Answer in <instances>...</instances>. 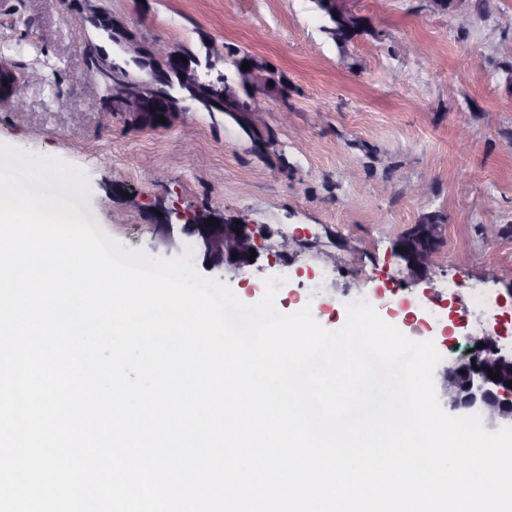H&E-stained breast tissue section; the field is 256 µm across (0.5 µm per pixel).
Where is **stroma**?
Returning <instances> with one entry per match:
<instances>
[{
	"label": "stroma",
	"mask_w": 512,
	"mask_h": 512,
	"mask_svg": "<svg viewBox=\"0 0 512 512\" xmlns=\"http://www.w3.org/2000/svg\"><path fill=\"white\" fill-rule=\"evenodd\" d=\"M349 6L371 32L341 48L313 0H0V54L29 85L23 109L0 104V142L83 170L86 218L153 258L192 243L181 225L158 228L159 211L245 218L256 263L209 278L254 303L289 258L280 312L307 306L337 330L347 304L366 300L408 338L433 342L439 385L476 338L494 336L512 353V58L499 52L512 40V0H472L463 30L430 0ZM98 13L145 47L161 38L201 55L214 40L265 57L294 86L291 111L270 101L248 128L195 104L156 129L107 112L89 59L98 33L75 32ZM420 181L426 194L410 196ZM430 220L442 243L420 281L396 243ZM428 308L441 321H428Z\"/></svg>",
	"instance_id": "obj_1"
}]
</instances>
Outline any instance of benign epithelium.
<instances>
[{
    "mask_svg": "<svg viewBox=\"0 0 512 512\" xmlns=\"http://www.w3.org/2000/svg\"><path fill=\"white\" fill-rule=\"evenodd\" d=\"M144 70L150 71L152 77L173 65L180 66L182 82L185 86L195 88V78L190 68L180 65V59L172 47L157 43L152 48V56L140 61ZM278 84L276 74L259 79V87L254 91L252 114L266 111V98L270 95V84ZM160 89L155 81L135 83L120 81L112 88L111 103H126L128 100H154L159 97ZM26 87L23 80L15 76L12 66L0 59V101L14 105L25 102ZM216 218L219 223L207 225L206 220ZM184 231L194 238L198 249L203 252L208 269L223 268L242 269L252 265L249 261L255 241L246 220L218 217L214 213H201L183 216ZM441 237V228L437 224H415L408 235H403L397 242L399 256L405 261L407 269L414 276L427 277L433 266V251L426 246L432 240ZM478 349L474 362L458 363L448 367L443 387L448 394V403L453 409H478L485 417L487 425L494 427L501 422L512 423V387L506 382L512 381V355L502 353L495 337L487 335ZM499 372V380L488 376V372Z\"/></svg>",
    "mask_w": 512,
    "mask_h": 512,
    "instance_id": "obj_1",
    "label": "benign epithelium"
}]
</instances>
